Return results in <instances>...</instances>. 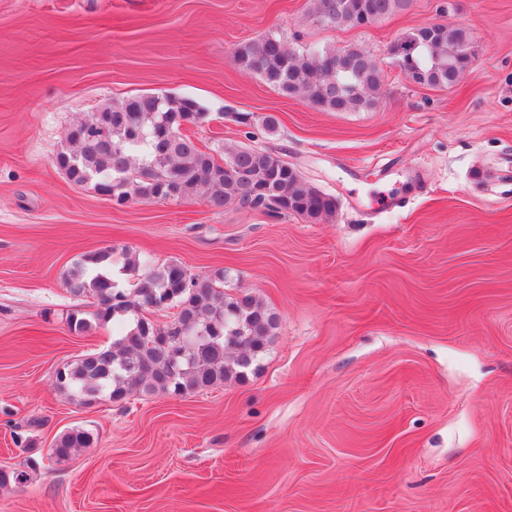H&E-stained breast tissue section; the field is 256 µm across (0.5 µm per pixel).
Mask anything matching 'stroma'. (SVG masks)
Listing matches in <instances>:
<instances>
[{
  "instance_id": "35a3bbf8",
  "label": "stroma",
  "mask_w": 512,
  "mask_h": 512,
  "mask_svg": "<svg viewBox=\"0 0 512 512\" xmlns=\"http://www.w3.org/2000/svg\"><path fill=\"white\" fill-rule=\"evenodd\" d=\"M441 19L473 36L459 83L387 64ZM269 31L385 60L379 105L320 112L243 74L233 47ZM146 93L195 99L209 148H275L335 219L73 184L54 163L70 128ZM105 248L125 290L146 253L260 298L279 326L259 367L186 397L60 394L57 370L119 333L66 322L92 313L66 274ZM78 427L90 447L48 460ZM17 469L0 512H512V0H413L344 30L308 0H0V470Z\"/></svg>"
}]
</instances>
